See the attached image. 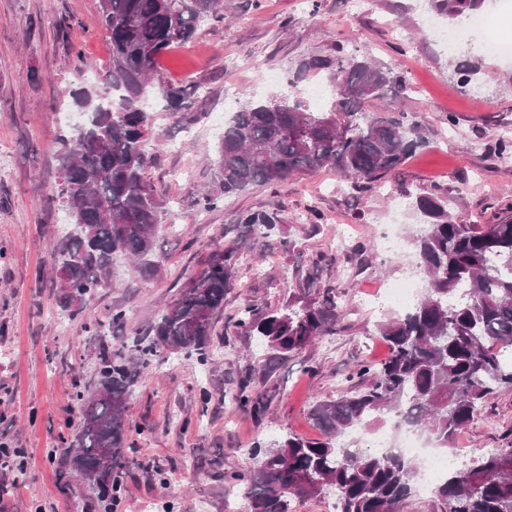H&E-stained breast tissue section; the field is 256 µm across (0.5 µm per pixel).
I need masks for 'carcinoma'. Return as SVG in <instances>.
Here are the masks:
<instances>
[{"mask_svg": "<svg viewBox=\"0 0 512 512\" xmlns=\"http://www.w3.org/2000/svg\"><path fill=\"white\" fill-rule=\"evenodd\" d=\"M485 0H432L451 19L480 9ZM220 0H100L112 67L96 86L66 89L84 112L83 141L63 140L59 200L73 213L71 229L52 247L57 305L73 313L111 277L116 254L141 261L153 248L160 206L145 177L151 115L144 101L154 91L173 112L189 109L184 91L157 72L159 57L189 42L197 25L219 13ZM308 71H325L330 106L317 112L301 99L280 95L282 108L249 103L224 124L214 181L203 207L250 187L272 185L297 174L336 170L358 191L372 188L426 144L423 124L405 112L372 110L375 102L407 89L404 73L367 54L314 59ZM423 219L416 265L424 293L405 312L380 324L388 354L378 365L361 363L349 374L359 384L317 402L310 416L319 438L290 433L256 454L248 475L250 512H288L291 496L332 494L336 512H403L419 483L421 464L396 451L349 449L342 438L392 423L451 449L486 401L512 391V210L493 224H466L448 197H416ZM280 223L272 212L248 213L253 230ZM238 250L214 251L148 328L150 342L101 358L96 393L82 400L79 446L70 449L71 472L93 474L113 487L127 462V400L151 357L163 352L209 358L213 318L236 273ZM339 311L331 288L301 305L294 302L262 318L251 306L238 326L260 338L278 361L336 333ZM102 448L112 468L97 469ZM440 512H512V445L465 468L448 469L433 490Z\"/></svg>", "mask_w": 512, "mask_h": 512, "instance_id": "obj_1", "label": "carcinoma"}]
</instances>
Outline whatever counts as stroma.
<instances>
[{"label": "stroma", "instance_id": "stroma-1", "mask_svg": "<svg viewBox=\"0 0 512 512\" xmlns=\"http://www.w3.org/2000/svg\"><path fill=\"white\" fill-rule=\"evenodd\" d=\"M224 18L166 52L161 77L187 95L189 110L152 102L146 178L161 203L150 266L117 258L108 283L72 314L56 304L51 241L65 232L59 201L61 137L72 106L63 89L110 66L99 0H0V442L20 449L24 469L0 467V512H106L70 473L65 454L81 422L79 395L91 393L104 353L132 347L186 288L215 250L240 248L236 277L215 318L207 363L177 353L154 357L125 409L128 464L116 512H248L238 479L256 445L288 433L315 438L308 411L335 396L351 369L385 358L379 324L395 315L386 297L416 264L422 217L416 194L448 195L467 224L494 222L512 203V159L491 145L512 135V60L486 52L512 42V13L488 0L486 28L466 32L452 53L438 29L449 23L429 0H222ZM363 50L403 72L408 90L395 109L420 120L428 139L397 175L357 192L336 171L298 174L256 186L203 209L214 190L220 113L278 95L287 80L309 97L324 76L303 71L312 57ZM472 67L461 75L462 63ZM278 213L264 235L241 215ZM405 251L383 252L386 228ZM290 239L293 250L280 247ZM334 289V335L267 365L255 337L235 325L245 304L264 314L303 297L307 281ZM124 327L99 336L89 320ZM260 410L239 405L242 380ZM512 442V392L492 396L458 439L461 464Z\"/></svg>", "mask_w": 512, "mask_h": 512}]
</instances>
